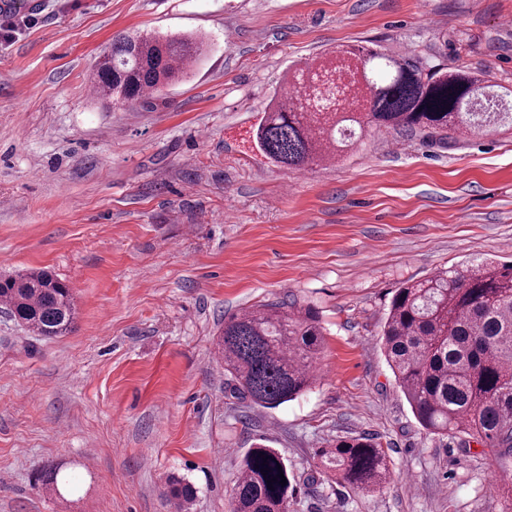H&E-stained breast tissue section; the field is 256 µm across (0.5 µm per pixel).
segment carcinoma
Instances as JSON below:
<instances>
[{
  "label": "carcinoma",
  "instance_id": "1",
  "mask_svg": "<svg viewBox=\"0 0 512 512\" xmlns=\"http://www.w3.org/2000/svg\"><path fill=\"white\" fill-rule=\"evenodd\" d=\"M203 54L192 35L121 34L92 69L95 92L112 105H145ZM299 96L263 112L253 139L275 166L302 170L328 162L372 128L404 127L439 140L512 128V90L429 58L378 50H336L295 76ZM0 304L37 336L70 331L71 288L46 271L0 278ZM233 390L275 409L312 389L324 328L309 307L266 303L224 318L216 342ZM385 358L419 424L465 447L476 440L512 458V264L481 262L398 288L388 310ZM327 479L374 490L393 470L380 444L345 437L318 452ZM284 474L287 484L276 481ZM298 476L274 448L244 454L233 486L234 512H288ZM179 508L191 485L170 489Z\"/></svg>",
  "mask_w": 512,
  "mask_h": 512
}]
</instances>
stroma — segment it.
Returning <instances> with one entry per match:
<instances>
[{
	"label": "stroma",
	"mask_w": 512,
	"mask_h": 512,
	"mask_svg": "<svg viewBox=\"0 0 512 512\" xmlns=\"http://www.w3.org/2000/svg\"><path fill=\"white\" fill-rule=\"evenodd\" d=\"M34 17L0 39V276L52 272L77 317L46 339L0 309V512H171V475L189 512H232L261 439L299 476L289 512H512V462L427 434L379 344L404 281L512 262V133L374 130L303 170L251 138L289 74L337 49L512 84V0H38ZM135 29L207 52L124 110L89 75ZM271 302L315 308L325 344L314 387L263 409L229 390L215 341ZM359 434L389 455L382 489L317 468ZM53 470L63 495L42 487Z\"/></svg>",
	"instance_id": "stroma-1"
}]
</instances>
